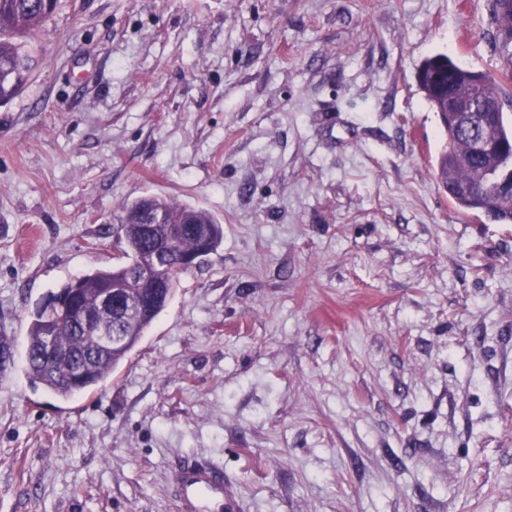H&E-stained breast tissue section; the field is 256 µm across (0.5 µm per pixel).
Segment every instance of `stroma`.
I'll return each instance as SVG.
<instances>
[{
    "label": "stroma",
    "instance_id": "obj_1",
    "mask_svg": "<svg viewBox=\"0 0 512 512\" xmlns=\"http://www.w3.org/2000/svg\"><path fill=\"white\" fill-rule=\"evenodd\" d=\"M486 0H59L0 105V512H512V224L459 213L417 83L497 76ZM224 227L99 388L31 390L46 293L123 260L122 203ZM179 512H239L240 504L224 485V471L206 462L179 468L175 478Z\"/></svg>",
    "mask_w": 512,
    "mask_h": 512
}]
</instances>
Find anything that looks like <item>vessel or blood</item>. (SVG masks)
Here are the masks:
<instances>
[{
	"instance_id": "b4317fda",
	"label": "vessel or blood",
	"mask_w": 512,
	"mask_h": 512,
	"mask_svg": "<svg viewBox=\"0 0 512 512\" xmlns=\"http://www.w3.org/2000/svg\"><path fill=\"white\" fill-rule=\"evenodd\" d=\"M175 490L180 512H240V504L224 483L223 470L205 462L179 468Z\"/></svg>"
}]
</instances>
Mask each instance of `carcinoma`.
I'll use <instances>...</instances> for the list:
<instances>
[{"label": "carcinoma", "mask_w": 512, "mask_h": 512, "mask_svg": "<svg viewBox=\"0 0 512 512\" xmlns=\"http://www.w3.org/2000/svg\"><path fill=\"white\" fill-rule=\"evenodd\" d=\"M58 0H0V105L20 95L30 83L34 69L30 38L39 33L53 15ZM493 28L490 45L500 60V79L471 71L446 54L423 61L417 71L419 88L437 112L445 142L436 157L438 179L443 188L471 184L474 200H456V207L475 212L494 224H512V205L502 203L495 185L484 180L483 160L468 157L453 164L452 155L468 152L467 135L448 125L443 112L448 92L458 97L481 96L493 109L507 102L512 106V0H487ZM118 223L123 231L126 261L107 269L76 276L48 291L60 303L62 317L53 337L48 320L34 311L26 336L25 375L32 388L70 400L106 381L140 343L148 328L167 306L176 281H170L160 298L120 323V342H104L101 331H112V318L84 325L81 313L96 310L105 289L136 280L148 263L154 245L168 246L172 263L186 272L194 261L217 251L224 236L223 225L207 211L178 205L169 199L147 195L120 207Z\"/></svg>", "instance_id": "cac0c4a2"}]
</instances>
